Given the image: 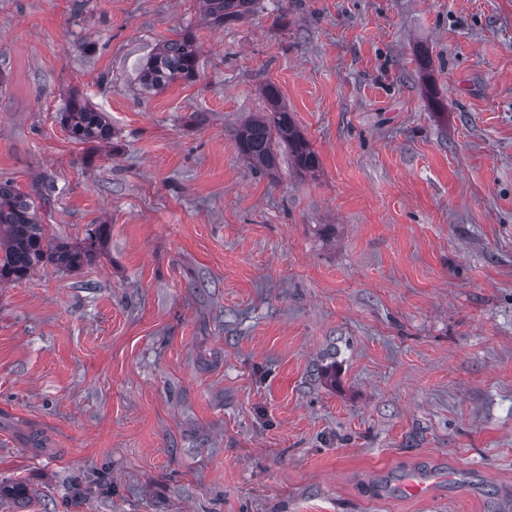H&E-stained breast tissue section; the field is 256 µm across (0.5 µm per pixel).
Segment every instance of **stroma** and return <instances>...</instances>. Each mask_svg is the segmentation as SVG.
Segmentation results:
<instances>
[{
	"label": "stroma",
	"instance_id": "1",
	"mask_svg": "<svg viewBox=\"0 0 512 512\" xmlns=\"http://www.w3.org/2000/svg\"><path fill=\"white\" fill-rule=\"evenodd\" d=\"M267 82L316 174L239 155ZM0 179L110 229L0 285V512H512V0H0ZM260 0H202L204 14L215 26L237 21L255 12ZM200 53V45L189 34L165 41L139 67L142 88L161 91L176 81H193ZM62 122L71 140L77 143L102 142L112 139V127L103 112H98L78 99L69 102ZM453 481L456 476L453 473H440L436 471L414 472L410 477L401 480L399 488L419 497L430 496L439 484L446 481Z\"/></svg>",
	"mask_w": 512,
	"mask_h": 512
}]
</instances>
